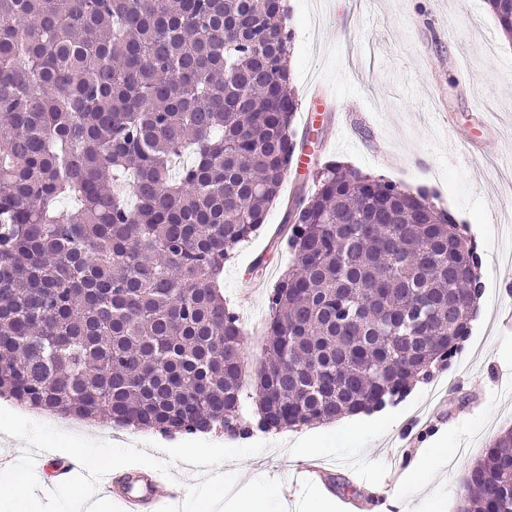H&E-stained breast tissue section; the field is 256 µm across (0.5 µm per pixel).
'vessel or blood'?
I'll return each instance as SVG.
<instances>
[{"label": "vessel or blood", "mask_w": 512, "mask_h": 512, "mask_svg": "<svg viewBox=\"0 0 512 512\" xmlns=\"http://www.w3.org/2000/svg\"><path fill=\"white\" fill-rule=\"evenodd\" d=\"M95 486L101 495L121 502L124 512H167L168 504L185 493L183 484L169 482L161 464L120 474L108 471L96 479Z\"/></svg>", "instance_id": "obj_1"}]
</instances>
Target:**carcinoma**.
I'll return each mask as SVG.
<instances>
[{
    "label": "carcinoma",
    "instance_id": "1",
    "mask_svg": "<svg viewBox=\"0 0 512 512\" xmlns=\"http://www.w3.org/2000/svg\"><path fill=\"white\" fill-rule=\"evenodd\" d=\"M512 39V0H488ZM286 0H0V395L188 433L331 422L407 390L469 323L470 245L382 176L322 165L284 213L248 382L224 260L298 152ZM458 512H512V430Z\"/></svg>",
    "mask_w": 512,
    "mask_h": 512
}]
</instances>
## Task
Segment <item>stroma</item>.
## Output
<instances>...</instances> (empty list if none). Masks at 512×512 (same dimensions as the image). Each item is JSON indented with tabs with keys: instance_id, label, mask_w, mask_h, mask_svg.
Listing matches in <instances>:
<instances>
[{
	"instance_id": "35a3bbf8",
	"label": "stroma",
	"mask_w": 512,
	"mask_h": 512,
	"mask_svg": "<svg viewBox=\"0 0 512 512\" xmlns=\"http://www.w3.org/2000/svg\"><path fill=\"white\" fill-rule=\"evenodd\" d=\"M291 75L299 104L313 87L325 97L308 128L298 129L314 163L292 170L265 226L224 263V297L246 331V371L264 359L267 295L290 256L275 231L292 199L313 190L318 166L333 161L383 176L409 191L426 188L472 239L484 293L458 360L376 412L364 430L344 422L290 433L222 429L196 435L100 424L66 432L53 414L24 413L0 397V454L10 460L0 483L24 476L27 493L0 501V512H76L71 485L54 486L39 456L61 449L150 466L166 458L188 494L173 512L253 484L276 487L267 512H321L326 503L372 512L375 492L400 496L405 512H456V491L489 442L512 428V41L486 0H288ZM448 448L426 483L406 476L433 433ZM203 448L187 471L184 451ZM324 466L328 481L301 482V464ZM347 483L352 495L339 493Z\"/></svg>"
}]
</instances>
